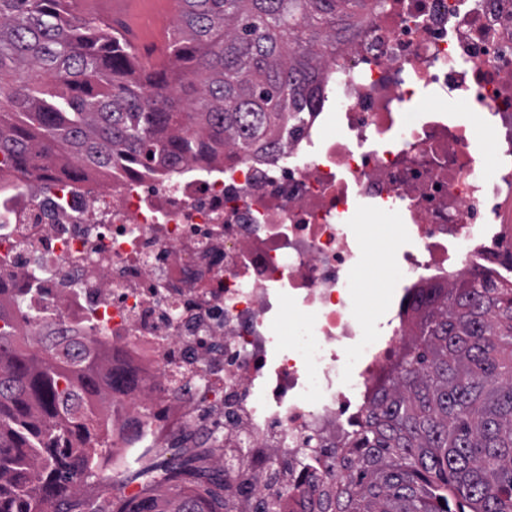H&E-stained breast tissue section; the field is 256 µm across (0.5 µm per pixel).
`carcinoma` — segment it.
Instances as JSON below:
<instances>
[{
  "instance_id": "carcinoma-1",
  "label": "carcinoma",
  "mask_w": 512,
  "mask_h": 512,
  "mask_svg": "<svg viewBox=\"0 0 512 512\" xmlns=\"http://www.w3.org/2000/svg\"><path fill=\"white\" fill-rule=\"evenodd\" d=\"M68 0H0V165L32 180L247 155L288 138L307 112L326 50L366 0H179L167 58L135 64L128 42ZM32 313L0 304V512H75L111 431L112 350L30 344ZM320 512H512V280L435 288L411 347L377 387L342 449ZM184 478L224 512L223 483L188 459ZM116 512H195L177 486Z\"/></svg>"
}]
</instances>
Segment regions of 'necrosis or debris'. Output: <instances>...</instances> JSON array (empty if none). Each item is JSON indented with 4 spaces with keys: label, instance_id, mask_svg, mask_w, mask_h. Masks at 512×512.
Segmentation results:
<instances>
[{
    "label": "necrosis or debris",
    "instance_id": "necrosis-or-debris-1",
    "mask_svg": "<svg viewBox=\"0 0 512 512\" xmlns=\"http://www.w3.org/2000/svg\"><path fill=\"white\" fill-rule=\"evenodd\" d=\"M448 97L475 122L435 107ZM14 185L0 281L34 314L24 333L94 335L126 380L101 473L178 454L223 475L231 512H302L421 298L463 274L512 278V0H372L283 145ZM390 216V317L369 345L360 224ZM306 315L311 359L278 329Z\"/></svg>",
    "mask_w": 512,
    "mask_h": 512
}]
</instances>
